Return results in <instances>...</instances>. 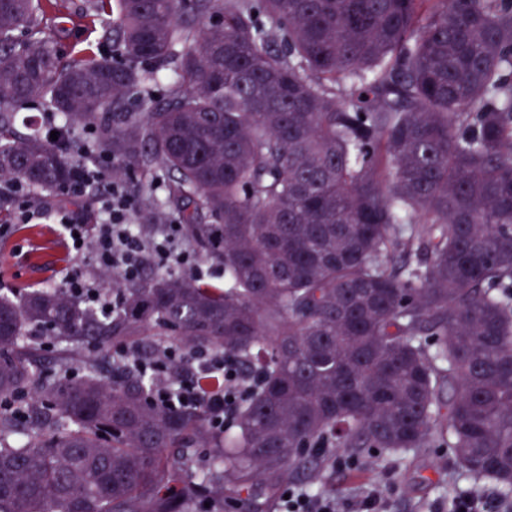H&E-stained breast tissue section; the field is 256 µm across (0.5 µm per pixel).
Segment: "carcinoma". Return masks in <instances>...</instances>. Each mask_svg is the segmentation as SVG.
I'll list each match as a JSON object with an SVG mask.
<instances>
[{"instance_id":"carcinoma-1","label":"carcinoma","mask_w":512,"mask_h":512,"mask_svg":"<svg viewBox=\"0 0 512 512\" xmlns=\"http://www.w3.org/2000/svg\"><path fill=\"white\" fill-rule=\"evenodd\" d=\"M115 3L119 60L66 62L42 0H0V183L52 191L96 154L164 170L224 286L153 273L109 313L0 294V512H191L207 492L262 512L242 492L324 448H448L512 498V0ZM163 74V99L121 110ZM33 101L58 139L16 128ZM40 336L60 346L49 380ZM149 336L253 373L224 434L125 364L71 372Z\"/></svg>"}]
</instances>
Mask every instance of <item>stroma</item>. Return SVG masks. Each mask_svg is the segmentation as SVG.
<instances>
[{"label": "stroma", "mask_w": 512, "mask_h": 512, "mask_svg": "<svg viewBox=\"0 0 512 512\" xmlns=\"http://www.w3.org/2000/svg\"><path fill=\"white\" fill-rule=\"evenodd\" d=\"M44 24L63 58L78 60L89 56H114L115 50L103 32L111 18L110 7L98 12L85 10V0H43ZM147 193L136 195L133 222L142 228L171 222L158 204L166 193L163 173L149 178ZM31 195L45 211L43 218L22 223L15 208L0 212V293L28 288H58L66 272L76 265L93 268L92 258L78 259L63 235L59 211L82 212L95 223L96 210L90 201L73 202L58 192L35 189ZM294 485L335 498L340 512L364 493L374 491L381 498L383 512H448L450 496L463 491L482 493L483 488L460 475L447 449L431 448L401 461L382 463L365 456L353 464L328 458L316 473L302 472Z\"/></svg>", "instance_id": "35a3bbf8"}]
</instances>
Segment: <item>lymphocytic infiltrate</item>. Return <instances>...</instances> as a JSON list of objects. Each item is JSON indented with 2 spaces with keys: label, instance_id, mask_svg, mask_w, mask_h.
Wrapping results in <instances>:
<instances>
[{
  "label": "lymphocytic infiltrate",
  "instance_id": "lymphocytic-infiltrate-1",
  "mask_svg": "<svg viewBox=\"0 0 512 512\" xmlns=\"http://www.w3.org/2000/svg\"><path fill=\"white\" fill-rule=\"evenodd\" d=\"M112 159L98 155L85 166L83 176L63 188V196L73 198L92 197L96 205V224H86L82 216L64 213L60 216L61 228L67 238H78L76 254L91 253L96 265L93 271L72 268L64 278L66 290L81 297L97 310L107 313L118 305L117 295L102 290L99 276L116 273L127 282L137 281L145 260L151 259L162 267L186 268L198 276H205V269L191 260L183 250L177 236L176 225H167L161 240H144L132 222L135 202L125 192L121 180L108 178ZM122 363L130 364L141 372L149 384L148 394L152 401L166 409L183 406L204 407L210 425L215 431H223L224 420L233 411L239 390L248 384L238 364L232 358L216 353L192 354L196 374L222 375L223 390L205 393L195 380H176L169 374V365L176 360V351L168 350L149 360L136 357L127 350H120Z\"/></svg>",
  "mask_w": 512,
  "mask_h": 512
}]
</instances>
